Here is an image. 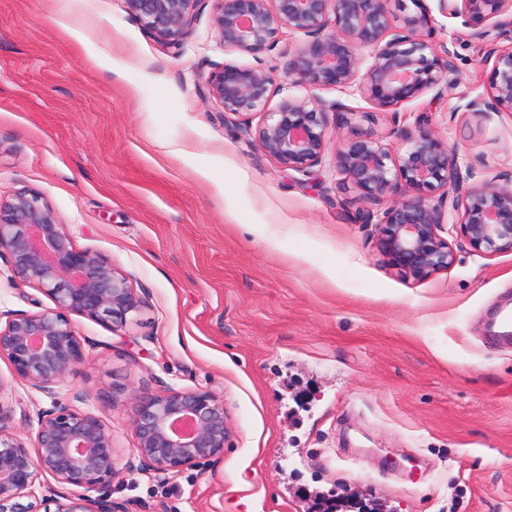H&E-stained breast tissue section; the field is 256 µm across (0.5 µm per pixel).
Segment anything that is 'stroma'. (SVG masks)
<instances>
[{
  "label": "stroma",
  "mask_w": 512,
  "mask_h": 512,
  "mask_svg": "<svg viewBox=\"0 0 512 512\" xmlns=\"http://www.w3.org/2000/svg\"><path fill=\"white\" fill-rule=\"evenodd\" d=\"M425 5L454 80L395 115L356 92L289 84L301 34H280L259 60L224 47L210 0L174 48L125 0H0V196L39 193L76 246L111 260L145 301L123 329L73 316L89 360L52 393L0 359V410L21 442L67 400L111 425L123 465L136 395L203 389L224 401L223 456L173 478L127 472L110 487L126 512H512V343L490 337L512 306V252L457 239L448 270L403 276L377 227L353 220L393 196L363 201L333 168L349 141L393 143L422 121L473 172L456 195L512 185V112L461 109L486 96L493 52L512 47V0L483 23ZM74 18L86 42L63 27ZM258 61L274 77L265 112L288 98L349 108L310 175L204 96L210 72ZM51 304L0 258L1 314Z\"/></svg>",
  "instance_id": "stroma-1"
}]
</instances>
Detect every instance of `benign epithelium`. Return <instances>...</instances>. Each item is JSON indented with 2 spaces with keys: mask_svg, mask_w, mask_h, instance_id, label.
Here are the masks:
<instances>
[{
  "mask_svg": "<svg viewBox=\"0 0 512 512\" xmlns=\"http://www.w3.org/2000/svg\"><path fill=\"white\" fill-rule=\"evenodd\" d=\"M202 0H126L130 12L157 39L174 47L187 34ZM212 23L220 42L255 56L273 51L278 35H303L288 63L291 84L311 90L360 93L383 112H398L427 90L448 85L453 75L451 51L437 53L419 37L431 29V17L418 12L405 29L391 33L389 0H211ZM451 17L469 15L479 22L501 13L504 0H440ZM374 49L362 67L358 49ZM209 99L223 112L249 114L264 109L274 93L271 71L262 65L226 63L206 78ZM467 112H512V50L495 55L485 97L467 101ZM342 116L346 106L314 99V106L291 99L266 113L254 136L283 167L310 173L326 152L328 113ZM339 181L365 200L392 194L397 200L378 218L358 214L362 224L379 227V249L393 269L414 279L449 269L454 262L451 238L477 252H512V188L475 185L463 197H448L461 181L458 152L433 131L385 143L371 134L336 152ZM443 189L432 204L425 192ZM461 213L445 222V211ZM10 264L13 281L35 286L53 306L12 313L0 324V359L12 375L35 389L51 390L79 374L87 362L84 342L71 320L76 314L123 327L136 320L142 297L129 277L100 255L77 247L53 208L36 192L19 191L0 198V257ZM132 455L138 468L175 477L184 469L224 454L229 426L224 401L209 390L169 389L138 397L130 423ZM112 427L96 415L56 401L38 417L32 447L4 426L0 417V512H124L107 494L110 483L123 480L117 468ZM77 491L42 508L33 487L40 476ZM90 491L100 495L92 498Z\"/></svg>",
  "mask_w": 512,
  "mask_h": 512,
  "instance_id": "1",
  "label": "benign epithelium"
}]
</instances>
